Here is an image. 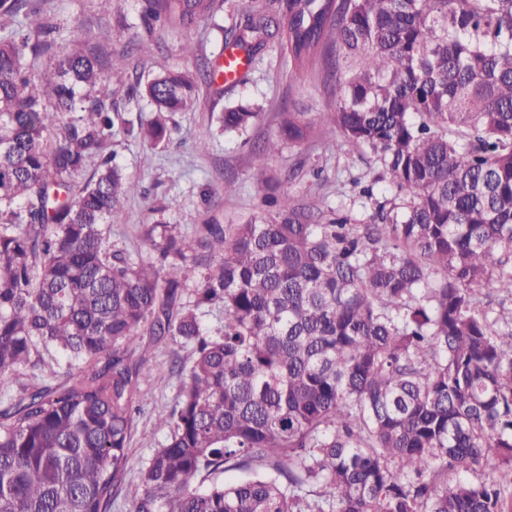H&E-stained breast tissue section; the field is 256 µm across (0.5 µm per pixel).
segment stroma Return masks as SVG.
<instances>
[{
    "label": "stroma",
    "mask_w": 512,
    "mask_h": 512,
    "mask_svg": "<svg viewBox=\"0 0 512 512\" xmlns=\"http://www.w3.org/2000/svg\"><path fill=\"white\" fill-rule=\"evenodd\" d=\"M46 17L60 26L65 40L74 41L84 51L100 44L116 56L145 33L140 0H47L27 22L34 26ZM187 42L196 47V56L181 53V45ZM223 47V34L212 21L188 30L159 27L142 52L132 53L126 73L109 76L106 86L124 119L135 123L141 114L128 102L134 73L163 66L192 71L198 57L217 59ZM334 101L332 88L324 87L312 75L282 70L274 53L263 52L250 65L246 82L217 81L201 86L196 110L171 114L172 133L164 144L153 147L118 132L112 150L125 173L138 182L139 190L129 196L121 222L112 227L113 243L134 255L144 253L140 230L154 220L158 208L163 209L167 221L187 234L211 216L224 223L238 222L265 193L252 178L259 164L277 180L278 193L325 200L352 222L367 221L374 200L362 195V187H372L374 199L391 194L388 182L378 178L380 168L370 151L343 149L330 154L312 142L286 146L263 158L255 152L258 143L277 135L276 114L282 107L307 113L316 121L333 108ZM240 103L259 107L260 120L247 132H224L219 115L225 107ZM228 178L235 179L237 187L230 195L224 192ZM179 389L180 380L174 376L144 384L127 475L112 512H130L133 497L141 489V469L168 434L156 415L175 402Z\"/></svg>",
    "instance_id": "1"
}]
</instances>
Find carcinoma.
<instances>
[{"mask_svg":"<svg viewBox=\"0 0 512 512\" xmlns=\"http://www.w3.org/2000/svg\"><path fill=\"white\" fill-rule=\"evenodd\" d=\"M36 2L0 0V384L32 379L0 401V512H111L141 379L168 377L144 334L191 359L132 512H507L480 469L512 476V317L480 295L512 298V0H261L242 22L224 0L248 59L336 89L318 123L278 113L259 155L367 148L396 192L365 224L290 196L190 236L156 219L138 260L112 244L136 184L99 59L20 21ZM216 9L144 0L145 31ZM198 87L135 75L151 110L130 132L160 145ZM259 116L229 107L224 131ZM51 349L68 371L41 386ZM142 343L149 346L151 360L154 366H161L168 371L170 364L175 359L188 361L190 348L182 344L178 339L164 338L153 341L150 336H142Z\"/></svg>","mask_w":512,"mask_h":512,"instance_id":"cac0c4a2","label":"carcinoma"}]
</instances>
